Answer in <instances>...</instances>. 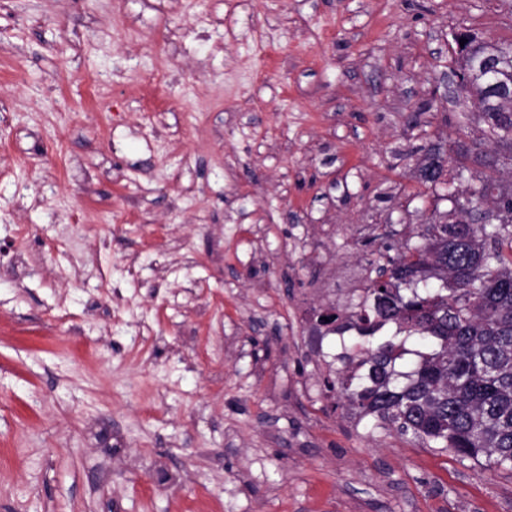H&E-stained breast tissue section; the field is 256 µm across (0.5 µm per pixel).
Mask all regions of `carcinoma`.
Wrapping results in <instances>:
<instances>
[{
    "label": "carcinoma",
    "instance_id": "cac0c4a2",
    "mask_svg": "<svg viewBox=\"0 0 512 512\" xmlns=\"http://www.w3.org/2000/svg\"><path fill=\"white\" fill-rule=\"evenodd\" d=\"M504 56V71L480 75L483 51L477 50L465 74V98L479 107L494 141L512 149V112L499 96L512 88V41L487 40ZM462 154L434 165L447 179L448 201ZM497 160H483L486 172L468 188L474 204L495 195L500 216L484 224H429L424 241L371 261L376 276L367 298L353 309L361 342L355 345L365 372L345 377L335 371L328 388L340 387L349 405L372 416L375 426L394 428L435 448L489 469L512 472V189L495 179ZM449 278L430 291L431 271ZM433 346L429 353L398 350L391 336L373 342L385 323ZM417 356L412 370L396 369V361Z\"/></svg>",
    "mask_w": 512,
    "mask_h": 512
}]
</instances>
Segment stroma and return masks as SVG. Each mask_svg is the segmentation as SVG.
I'll return each instance as SVG.
<instances>
[{"label": "stroma", "instance_id": "35a3bbf8", "mask_svg": "<svg viewBox=\"0 0 512 512\" xmlns=\"http://www.w3.org/2000/svg\"><path fill=\"white\" fill-rule=\"evenodd\" d=\"M460 28L512 40V0H0V512H512L296 318L492 152ZM462 156L465 155L462 153H456V156L449 154L447 160L442 159L441 161H437L433 166L438 173H443L446 171L448 176L447 180L437 181V178L435 177L434 180L430 181L429 179H426L425 182L430 183V187H434L435 193H437V187H440V185H443L441 188L447 190L448 201L452 203V208L448 211V216L456 210V208L453 206V202L455 195L459 193V191L455 187V183L462 184V182H459L457 177L458 172L461 168H463L462 161L459 159ZM445 163L447 164L446 170L444 168Z\"/></svg>", "mask_w": 512, "mask_h": 512}]
</instances>
